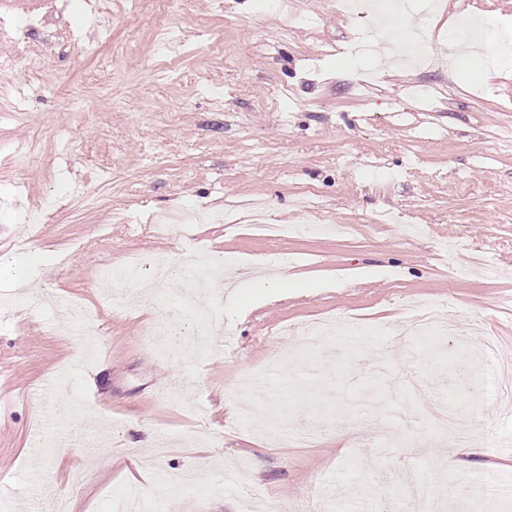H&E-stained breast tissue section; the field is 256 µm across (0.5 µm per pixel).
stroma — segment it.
<instances>
[{
	"mask_svg": "<svg viewBox=\"0 0 512 512\" xmlns=\"http://www.w3.org/2000/svg\"><path fill=\"white\" fill-rule=\"evenodd\" d=\"M293 3L287 28L270 0H191L161 43L138 0H0L19 31L0 40L18 66L0 73V512H122L132 487L155 512H410L415 483L444 512L465 486L471 512H512L490 491L512 485V410L495 402L512 382V72L448 68L443 38L438 68L357 93L370 64L345 51L354 21ZM410 81L438 90L435 111L405 98ZM310 197L347 232L270 237L242 209L231 226L152 223L260 199L269 223L297 224ZM197 251L236 275L201 356L181 282L125 314L97 282ZM32 260L53 276L23 312L16 270ZM59 295L79 312L57 331ZM426 306L452 336L398 339ZM477 321L502 340L473 373L479 400L453 370ZM246 379L271 384L268 426L224 414ZM438 402L474 422L480 454L429 422ZM336 419L376 437L374 469L325 430Z\"/></svg>",
	"mask_w": 512,
	"mask_h": 512,
	"instance_id": "1",
	"label": "stroma"
}]
</instances>
